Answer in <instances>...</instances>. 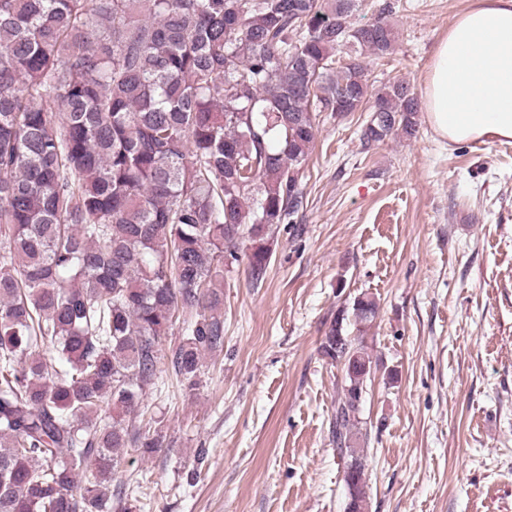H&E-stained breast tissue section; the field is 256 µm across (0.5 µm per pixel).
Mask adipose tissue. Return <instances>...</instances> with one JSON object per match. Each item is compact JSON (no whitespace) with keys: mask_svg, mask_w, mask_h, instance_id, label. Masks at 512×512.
<instances>
[{"mask_svg":"<svg viewBox=\"0 0 512 512\" xmlns=\"http://www.w3.org/2000/svg\"><path fill=\"white\" fill-rule=\"evenodd\" d=\"M425 110L458 143L512 139V0H473L437 45Z\"/></svg>","mask_w":512,"mask_h":512,"instance_id":"1","label":"adipose tissue"}]
</instances>
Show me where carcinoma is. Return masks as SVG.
Segmentation results:
<instances>
[{
    "instance_id": "carcinoma-1",
    "label": "carcinoma",
    "mask_w": 512,
    "mask_h": 512,
    "mask_svg": "<svg viewBox=\"0 0 512 512\" xmlns=\"http://www.w3.org/2000/svg\"><path fill=\"white\" fill-rule=\"evenodd\" d=\"M359 4L0 0V512H112L128 451L168 447L139 425L161 365L191 396L224 348V256L262 282L303 208L321 114L379 110L368 142L414 129L405 82L371 95L336 57L395 50L387 17L353 26ZM377 309L355 296L320 344L349 364L330 421L346 512L369 508Z\"/></svg>"
}]
</instances>
